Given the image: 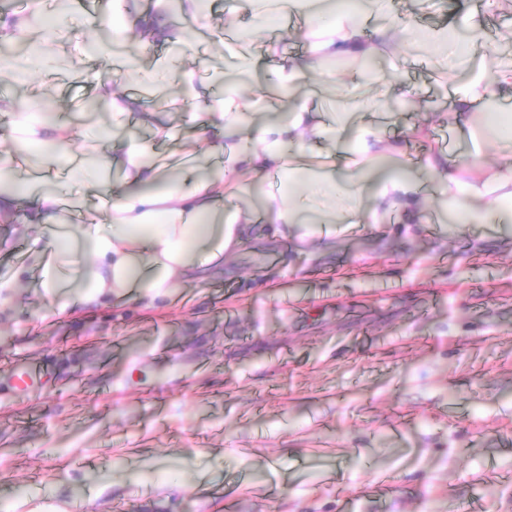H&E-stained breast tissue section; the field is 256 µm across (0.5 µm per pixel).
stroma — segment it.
Returning <instances> with one entry per match:
<instances>
[{
	"label": "stroma",
	"instance_id": "1",
	"mask_svg": "<svg viewBox=\"0 0 512 512\" xmlns=\"http://www.w3.org/2000/svg\"><path fill=\"white\" fill-rule=\"evenodd\" d=\"M512 51V6L441 0L393 16L467 26ZM80 0L56 67L58 115L81 132L111 114L67 55L92 40ZM363 96L388 113L384 139L422 159L493 162L432 120L450 86L423 52L374 61ZM173 127L161 152L191 147L184 85L171 76ZM416 223L340 224L329 250L237 251L212 280L162 302L120 299L60 309L42 268L16 271L34 242L0 221V512H512V223H450L437 183L418 173ZM37 368L19 393L16 366Z\"/></svg>",
	"mask_w": 512,
	"mask_h": 512
}]
</instances>
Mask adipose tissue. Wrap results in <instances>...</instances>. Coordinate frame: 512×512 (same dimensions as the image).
<instances>
[{
  "label": "adipose tissue",
  "mask_w": 512,
  "mask_h": 512,
  "mask_svg": "<svg viewBox=\"0 0 512 512\" xmlns=\"http://www.w3.org/2000/svg\"><path fill=\"white\" fill-rule=\"evenodd\" d=\"M249 4L251 38L237 47L238 66L259 84L272 75L271 93L282 100L294 96L298 102L284 119L263 121L253 113V97L240 87L225 84L224 98L218 102L212 101L209 86L196 87L187 106V119L197 134L195 148L173 164L150 160V146L131 137L121 121L113 125L108 140L85 150L75 148L77 136L69 124L47 123L46 93L25 92L32 80L30 61L52 62L53 43L63 36V29L50 30L43 24V0H28L26 14L0 19V44L23 50L19 56L0 54V79L18 90L17 95L0 98V115L9 118L13 128L9 142L0 144V182L12 185L11 191H0V219L10 218L26 198L31 205L21 231L52 225V246L32 251L33 265L49 261L64 273L81 252H88L89 270L78 289L71 291L70 306L109 296L165 297L171 289L207 280L223 268L225 255L260 238L313 245L335 237L340 224H362L392 212L414 220L422 199L413 180L382 173L371 186L362 182L363 173L389 150L377 129L362 118L365 104L360 91H348L353 74L345 64L423 43L440 69L462 71L479 45V24L471 23L464 38L433 29L424 39L415 25L392 24L389 0H369V10L379 20L369 39L357 13L327 15L315 9V0ZM281 17L302 20L298 37L306 54L258 59L254 42L269 31L271 19ZM81 23L88 30L110 27L111 36L90 51L75 45L79 64L74 77L87 79L84 64L90 58L111 62V77L95 81L98 103L121 120L135 119L154 135L170 138L171 129L160 112L126 94L120 78L134 45L145 50L176 46L183 60L197 62L198 52L185 32L148 16L136 27L117 15L108 21L89 14ZM308 72L318 74L321 84L341 88L336 111H320L309 94H297V80ZM511 92L512 63L473 76L465 96L455 99L454 114L434 115L440 122L451 116L465 119L471 139L482 140L499 155L490 167L466 156L452 163L436 154L424 161L449 208L464 212L471 224L487 223L493 214L512 218V114L472 110L486 96ZM202 155L213 159L212 171L183 187L179 179L184 169L194 167ZM50 157L65 171L67 184L77 187L87 182L90 170L113 172L111 206L87 214L86 225H74L60 206L59 194L39 180ZM272 173L281 179L278 192L267 193L260 208L247 205V198Z\"/></svg>",
  "instance_id": "obj_1"
}]
</instances>
